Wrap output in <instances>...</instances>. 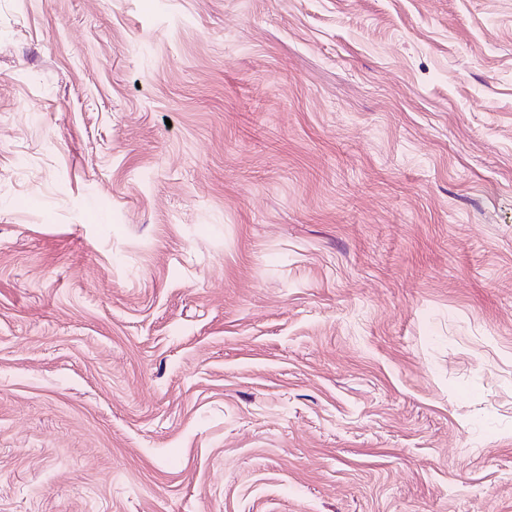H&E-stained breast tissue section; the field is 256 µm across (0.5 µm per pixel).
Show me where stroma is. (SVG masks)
Listing matches in <instances>:
<instances>
[{
	"label": "stroma",
	"mask_w": 512,
	"mask_h": 512,
	"mask_svg": "<svg viewBox=\"0 0 512 512\" xmlns=\"http://www.w3.org/2000/svg\"><path fill=\"white\" fill-rule=\"evenodd\" d=\"M0 512H512V0H0Z\"/></svg>",
	"instance_id": "stroma-1"
}]
</instances>
